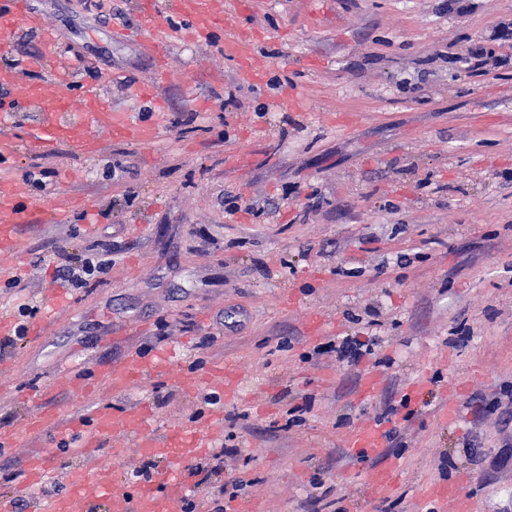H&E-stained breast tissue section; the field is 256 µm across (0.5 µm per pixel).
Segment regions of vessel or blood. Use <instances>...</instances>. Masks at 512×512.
<instances>
[{
	"label": "vessel or blood",
	"mask_w": 512,
	"mask_h": 512,
	"mask_svg": "<svg viewBox=\"0 0 512 512\" xmlns=\"http://www.w3.org/2000/svg\"><path fill=\"white\" fill-rule=\"evenodd\" d=\"M172 11L185 21L184 35L197 42L206 40L212 29L224 22L222 13L214 8L211 0H173ZM21 28L40 34L46 57L57 55L59 48L54 37L46 31L41 19L29 11L26 0H0V53L9 49L12 36ZM78 92L83 95V104L76 110L72 102ZM25 98L42 108L41 129L28 142L33 152H43L70 140L78 142L83 151L91 152L98 145L96 135L100 132L140 144L151 142L156 133L155 123L114 115L97 90L78 91L72 73L65 68L56 69L48 85L30 86ZM14 196L11 190L0 192V255L3 256L19 255L23 248L15 222ZM149 374L175 377L181 390L193 392L204 386H223L229 372L221 365L201 373L178 372L166 356L148 360L135 354L113 366L105 378L113 390L122 392ZM58 427L63 428L67 436L78 439L83 453H94L103 437L112 435L117 439L116 450H123V441L128 438L134 441L140 454L162 459L165 465L135 488L120 481L111 469H101L89 476L72 473L65 491L40 502L37 512H96L100 507L108 508L109 512H182L186 485L171 463L200 457L211 439L206 429L174 428L166 435H159L152 427L148 408L143 406L120 410L105 408L88 417H74L64 425L53 410L43 408L22 424L23 431L32 436ZM349 446L355 455L376 456L384 446L383 435L377 426L368 425L352 434ZM54 458L52 449L33 451L24 463V488H36L45 483ZM421 496L439 505L455 502L458 512H478L475 502L458 498L457 487L452 483L431 484Z\"/></svg>",
	"instance_id": "1"
}]
</instances>
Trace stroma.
<instances>
[{
  "label": "stroma",
  "instance_id": "stroma-1",
  "mask_svg": "<svg viewBox=\"0 0 512 512\" xmlns=\"http://www.w3.org/2000/svg\"><path fill=\"white\" fill-rule=\"evenodd\" d=\"M82 2L28 7L80 86L159 117L160 132L0 163L23 221L21 257L0 259V316L24 304L49 321L0 339V432L44 407L65 421L146 405L160 433L222 418L208 453L179 466L186 484L190 468L206 476L205 512H426L420 488L449 480L482 512H512V39L490 37L512 0H219L230 25L164 43L166 83L138 0ZM241 35L259 80L239 71ZM12 41L0 70L49 73L29 64L39 36ZM475 50L507 63L469 67ZM287 94L300 106H282ZM91 250L111 251V269L71 287L62 256ZM346 336L375 342L359 365L328 350ZM135 352L173 353L183 371L224 362L238 396L212 405L211 387L151 376L120 393L99 384ZM391 405L396 438L356 457L350 433ZM58 443L21 436L0 451V512L38 448L57 454L30 504L76 468H115L134 488L160 464L131 444L114 456L108 438L89 457ZM391 465L392 488H372Z\"/></svg>",
  "mask_w": 512,
  "mask_h": 512
}]
</instances>
